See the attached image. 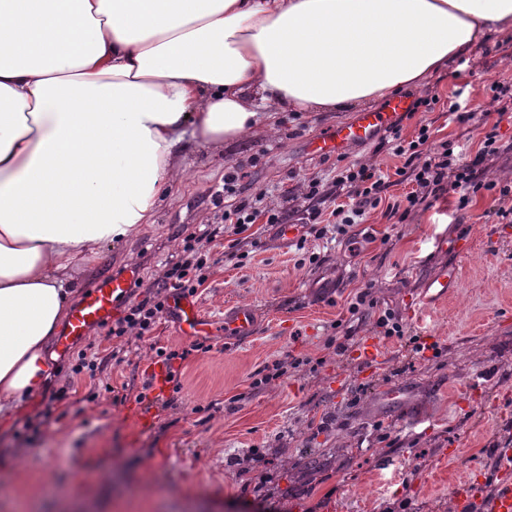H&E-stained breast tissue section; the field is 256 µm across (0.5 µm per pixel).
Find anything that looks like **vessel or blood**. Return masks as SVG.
Returning <instances> with one entry per match:
<instances>
[{
	"label": "vessel or blood",
	"mask_w": 512,
	"mask_h": 512,
	"mask_svg": "<svg viewBox=\"0 0 512 512\" xmlns=\"http://www.w3.org/2000/svg\"><path fill=\"white\" fill-rule=\"evenodd\" d=\"M413 101L404 96L393 98L384 111H368L349 123L337 126L329 135L311 138L308 150L319 157H332L346 149L374 139L389 129L400 113L412 110ZM138 274L129 270L120 275L101 278L88 288L79 302L69 311L65 329L57 340L59 350H69L86 340L94 328L103 326L123 305L128 303L136 287ZM178 317L186 332L201 333L213 325L191 300H183ZM257 316L252 306L235 304L224 309V333L228 336L248 337L254 334ZM354 350L366 365L380 358L383 347L373 336L358 341ZM154 396H165L171 385L166 364L157 358L147 363ZM502 462L496 471V491L492 498H484L479 483L467 480L456 485L454 512H512V448L501 449Z\"/></svg>",
	"instance_id": "1"
}]
</instances>
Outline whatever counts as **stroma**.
<instances>
[{
  "instance_id": "obj_1",
  "label": "stroma",
  "mask_w": 512,
  "mask_h": 512,
  "mask_svg": "<svg viewBox=\"0 0 512 512\" xmlns=\"http://www.w3.org/2000/svg\"><path fill=\"white\" fill-rule=\"evenodd\" d=\"M512 92V30L492 32L449 62L444 72L407 85L402 95L436 97L431 107L401 114V134L429 126L434 142L453 144L462 162L478 159V190L450 183L415 208L414 168L381 139L335 158L306 151L310 137L352 122V112H284L218 149L186 146L149 226L79 261L71 302L103 275L135 269V299L154 295L163 272L182 256V240L201 224H223L226 201L215 194L238 172L243 197L280 189L288 223L347 202L337 177L354 162L375 159L391 184L348 240L308 238L281 245L265 217L231 246L214 247L206 282L194 295L203 313L222 316L246 302L259 331L247 340L184 334L163 313L149 341L95 329L64 354L49 347L42 387L0 424V512H452L454 486L482 473L494 493L499 449L512 448V238H496L512 209V119L482 114L494 87ZM496 130L493 152L478 149ZM318 177L317 195H304ZM496 181L497 189L484 185ZM405 217H398V210ZM465 239L464 257L441 243ZM460 267L446 300L423 301L445 264ZM371 289L377 309L402 328L385 335L377 310H348ZM382 338L373 368L351 353L325 350L328 336ZM177 353L168 397H148L142 364L155 349ZM94 373L73 375L79 353ZM289 371L252 388L266 365ZM400 389L396 403L385 395ZM239 396L234 412L225 399ZM153 413L140 428L132 405ZM321 470L305 468L307 456Z\"/></svg>"
}]
</instances>
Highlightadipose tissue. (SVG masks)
Returning a JSON list of instances; mask_svg holds the SVG:
<instances>
[{"label":"adipose tissue","mask_w":512,"mask_h":512,"mask_svg":"<svg viewBox=\"0 0 512 512\" xmlns=\"http://www.w3.org/2000/svg\"><path fill=\"white\" fill-rule=\"evenodd\" d=\"M510 28L512 0H0V417L78 260L150 223L187 142L353 111Z\"/></svg>","instance_id":"ef3b65f1"}]
</instances>
